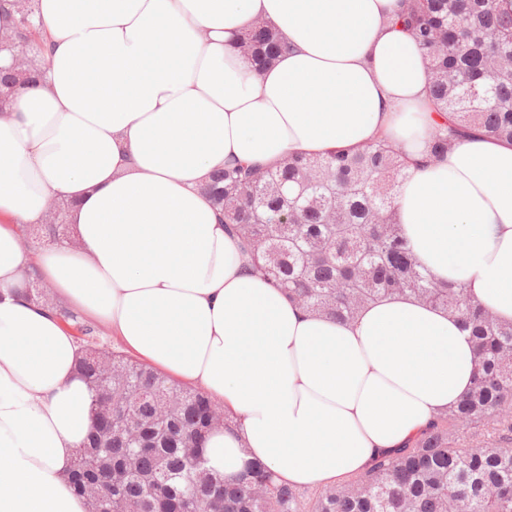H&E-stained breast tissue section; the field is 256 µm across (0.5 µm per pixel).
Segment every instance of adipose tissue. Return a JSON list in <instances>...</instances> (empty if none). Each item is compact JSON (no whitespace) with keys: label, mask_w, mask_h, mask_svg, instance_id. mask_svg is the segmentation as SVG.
<instances>
[{"label":"adipose tissue","mask_w":512,"mask_h":512,"mask_svg":"<svg viewBox=\"0 0 512 512\" xmlns=\"http://www.w3.org/2000/svg\"><path fill=\"white\" fill-rule=\"evenodd\" d=\"M399 0H36L51 69L0 107V512H88L70 484L92 428L80 342L59 309L206 391L230 426L227 478L261 463L321 488L366 474L469 389L473 347L446 310L391 295L339 322L245 265L204 186L234 162L353 151L408 160L400 231L422 267L512 323V145L483 136L426 162L440 122ZM289 46L254 69L255 21ZM65 206L67 238L22 245ZM51 303L20 295L25 278Z\"/></svg>","instance_id":"ef3b65f1"}]
</instances>
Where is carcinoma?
I'll return each mask as SVG.
<instances>
[{"label":"carcinoma","mask_w":512,"mask_h":512,"mask_svg":"<svg viewBox=\"0 0 512 512\" xmlns=\"http://www.w3.org/2000/svg\"><path fill=\"white\" fill-rule=\"evenodd\" d=\"M12 45L41 41L31 0H19ZM399 20L428 58L434 110L428 159L487 133L512 142V10L496 0H401ZM260 70L285 49L264 22L237 39ZM406 159L376 141L354 153L291 156L236 165L206 190L224 209L254 268L307 310L355 317L382 295L410 293L471 328L473 386L412 443L378 458L365 475L304 494L258 464L235 480L196 464L221 406L96 341L99 329L65 310L84 336L78 369L93 404L73 479L88 512H512V324L477 307L463 285L437 282L416 265L399 232L394 199Z\"/></svg>","instance_id":"cac0c4a2"}]
</instances>
